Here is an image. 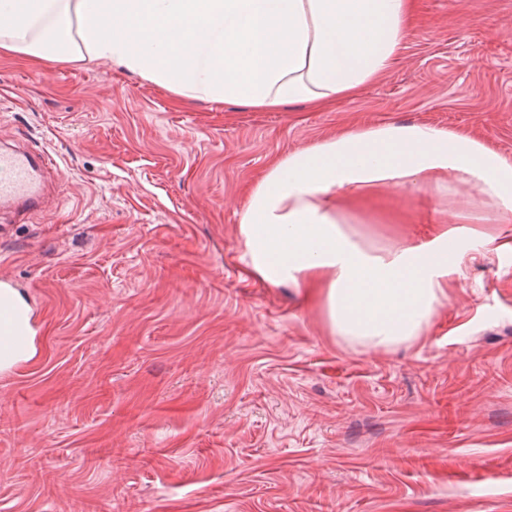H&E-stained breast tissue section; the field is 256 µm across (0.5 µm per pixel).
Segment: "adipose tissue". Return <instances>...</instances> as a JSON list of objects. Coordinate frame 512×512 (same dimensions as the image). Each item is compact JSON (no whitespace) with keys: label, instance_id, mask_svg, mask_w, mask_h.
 Wrapping results in <instances>:
<instances>
[{"label":"adipose tissue","instance_id":"ef3b65f1","mask_svg":"<svg viewBox=\"0 0 512 512\" xmlns=\"http://www.w3.org/2000/svg\"><path fill=\"white\" fill-rule=\"evenodd\" d=\"M416 0H0V51L107 60L178 96L261 112L327 107L389 71ZM474 189L512 223V158L428 123L348 127L277 157L248 189L237 226L258 281L320 294L333 332L374 347L420 336L466 259L486 252L440 223L424 244L361 242L341 215L379 191ZM9 330L0 372L32 360L37 330L15 288L0 289Z\"/></svg>","mask_w":512,"mask_h":512}]
</instances>
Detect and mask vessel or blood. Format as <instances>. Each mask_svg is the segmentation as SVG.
<instances>
[{
	"label": "vessel or blood",
	"instance_id": "b4317fda",
	"mask_svg": "<svg viewBox=\"0 0 512 512\" xmlns=\"http://www.w3.org/2000/svg\"><path fill=\"white\" fill-rule=\"evenodd\" d=\"M49 158L0 146V210L17 211L41 203V176Z\"/></svg>",
	"mask_w": 512,
	"mask_h": 512
}]
</instances>
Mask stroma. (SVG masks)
Here are the masks:
<instances>
[{"label": "stroma", "mask_w": 512, "mask_h": 512, "mask_svg": "<svg viewBox=\"0 0 512 512\" xmlns=\"http://www.w3.org/2000/svg\"><path fill=\"white\" fill-rule=\"evenodd\" d=\"M417 16L394 67L326 109L0 54V142L58 164L39 209L0 217V277L39 339L0 372V512H512V223L457 184L347 213L376 248L450 212L497 241L389 348L249 277L236 235L275 157L346 127L429 123L512 158V0H417Z\"/></svg>", "instance_id": "35a3bbf8"}]
</instances>
